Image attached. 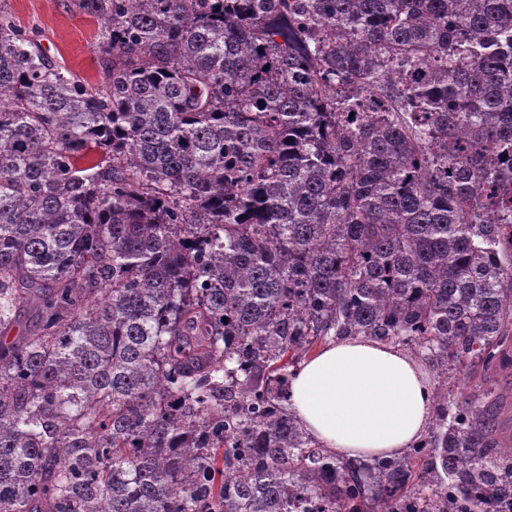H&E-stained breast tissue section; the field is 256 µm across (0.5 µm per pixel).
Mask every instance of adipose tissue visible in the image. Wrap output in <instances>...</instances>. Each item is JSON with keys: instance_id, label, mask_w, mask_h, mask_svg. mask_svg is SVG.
I'll use <instances>...</instances> for the list:
<instances>
[{"instance_id": "adipose-tissue-1", "label": "adipose tissue", "mask_w": 512, "mask_h": 512, "mask_svg": "<svg viewBox=\"0 0 512 512\" xmlns=\"http://www.w3.org/2000/svg\"><path fill=\"white\" fill-rule=\"evenodd\" d=\"M290 406L303 429L337 456H400L429 423L432 385L403 351L348 338L298 365Z\"/></svg>"}]
</instances>
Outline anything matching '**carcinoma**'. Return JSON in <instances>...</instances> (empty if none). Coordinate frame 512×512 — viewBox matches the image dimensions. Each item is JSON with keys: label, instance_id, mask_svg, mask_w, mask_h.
<instances>
[{"label": "carcinoma", "instance_id": "carcinoma-1", "mask_svg": "<svg viewBox=\"0 0 512 512\" xmlns=\"http://www.w3.org/2000/svg\"><path fill=\"white\" fill-rule=\"evenodd\" d=\"M68 8L96 83L0 11V512H512V0ZM347 336L435 375L399 457L288 409ZM484 387H490L492 392H494L492 399H496L499 408L500 437L504 443H508L512 439V374L501 373L491 375L488 383L484 386L480 378L470 381L466 380L460 386V391L463 394L474 393L480 396Z\"/></svg>", "mask_w": 512, "mask_h": 512}]
</instances>
